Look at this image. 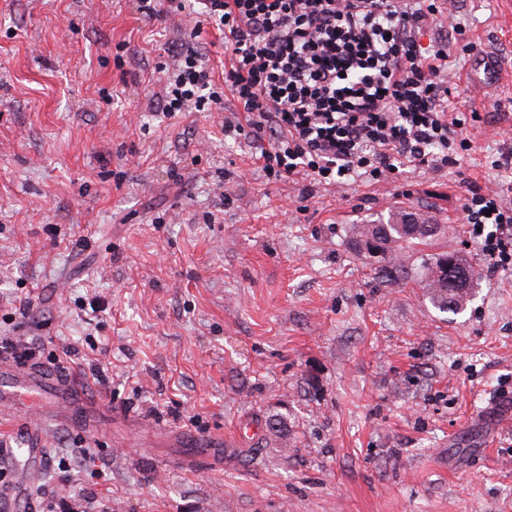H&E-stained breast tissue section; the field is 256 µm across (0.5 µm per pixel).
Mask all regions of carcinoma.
<instances>
[{"label":"carcinoma","instance_id":"1","mask_svg":"<svg viewBox=\"0 0 512 512\" xmlns=\"http://www.w3.org/2000/svg\"><path fill=\"white\" fill-rule=\"evenodd\" d=\"M410 211L399 207L393 211L387 222L376 224H354L350 229L349 242L355 253L385 262V272L396 278H415L424 289L432 306L441 312L458 313L464 310L475 294L478 274L467 265L455 251L432 254L411 269L403 259L402 250L417 245L427 246L442 233L440 224H432L421 214L420 227L403 223V217ZM461 264L469 270V279L453 284L449 281L448 268Z\"/></svg>","mask_w":512,"mask_h":512}]
</instances>
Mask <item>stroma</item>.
Returning <instances> with one entry per match:
<instances>
[{"label":"stroma","instance_id":"obj_1","mask_svg":"<svg viewBox=\"0 0 512 512\" xmlns=\"http://www.w3.org/2000/svg\"><path fill=\"white\" fill-rule=\"evenodd\" d=\"M458 25L501 62L497 89L465 80ZM425 39L448 44L449 108L480 116L467 149L340 190L267 179L248 136L220 131L232 96L163 117L173 49L223 77L216 27L136 0H0V334L40 367L72 345L71 371L97 358L112 381L85 387L97 429H44L30 512L85 495L112 512H512V272H488L460 184L512 160V0H444ZM397 207L447 227L408 264L454 250L480 273L462 313L349 247Z\"/></svg>","mask_w":512,"mask_h":512}]
</instances>
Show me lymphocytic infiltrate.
Here are the masks:
<instances>
[{
    "label": "lymphocytic infiltrate",
    "mask_w": 512,
    "mask_h": 512,
    "mask_svg": "<svg viewBox=\"0 0 512 512\" xmlns=\"http://www.w3.org/2000/svg\"><path fill=\"white\" fill-rule=\"evenodd\" d=\"M230 53L223 83L191 49L162 81V111L204 110L232 93L249 129L270 141L264 172L343 186L408 164L452 162L467 117L448 110V47L422 46L435 0H200ZM465 220L491 272L512 270V180L466 182Z\"/></svg>",
    "instance_id": "obj_1"
}]
</instances>
